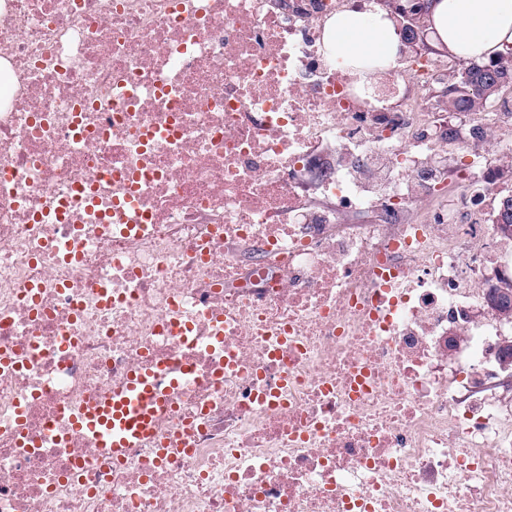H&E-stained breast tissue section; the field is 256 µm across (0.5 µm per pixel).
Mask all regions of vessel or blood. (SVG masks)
I'll list each match as a JSON object with an SVG mask.
<instances>
[{"label": "vessel or blood", "mask_w": 512, "mask_h": 512, "mask_svg": "<svg viewBox=\"0 0 512 512\" xmlns=\"http://www.w3.org/2000/svg\"><path fill=\"white\" fill-rule=\"evenodd\" d=\"M160 384L157 371L130 377L110 396L84 410L76 419L77 427L92 434L100 448L122 457L125 449L152 435L153 416L168 403Z\"/></svg>", "instance_id": "1"}]
</instances>
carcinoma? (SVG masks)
Masks as SVG:
<instances>
[{"label":"carcinoma","mask_w":512,"mask_h":512,"mask_svg":"<svg viewBox=\"0 0 512 512\" xmlns=\"http://www.w3.org/2000/svg\"><path fill=\"white\" fill-rule=\"evenodd\" d=\"M441 90L448 94L447 105L455 112H475L484 104L512 98V62L504 60L502 53L480 62L460 59L448 71ZM494 217L496 233L512 239V195L499 200Z\"/></svg>","instance_id":"1"}]
</instances>
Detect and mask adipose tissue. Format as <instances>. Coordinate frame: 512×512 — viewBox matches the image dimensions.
<instances>
[{
  "instance_id": "obj_1",
  "label": "adipose tissue",
  "mask_w": 512,
  "mask_h": 512,
  "mask_svg": "<svg viewBox=\"0 0 512 512\" xmlns=\"http://www.w3.org/2000/svg\"><path fill=\"white\" fill-rule=\"evenodd\" d=\"M443 50L482 60L512 50V0H433L428 16ZM326 41L346 59H393L396 35L386 14L346 12L325 24Z\"/></svg>"
}]
</instances>
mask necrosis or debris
<instances>
[{
    "instance_id": "necrosis-or-debris-1",
    "label": "necrosis or debris",
    "mask_w": 512,
    "mask_h": 512,
    "mask_svg": "<svg viewBox=\"0 0 512 512\" xmlns=\"http://www.w3.org/2000/svg\"><path fill=\"white\" fill-rule=\"evenodd\" d=\"M352 6L0 0V512H512V114L437 134ZM158 369L122 460L73 426ZM326 41L336 56L345 58L350 68L376 69L381 61L359 64L348 59L381 58L389 61L396 53V35L385 12L368 16L357 12L338 14L325 24ZM498 177V176H497ZM497 183L499 186V193L495 201V205L500 196L502 197L495 209L494 217L495 230L503 238L512 239V176L500 178L498 177Z\"/></svg>"
}]
</instances>
